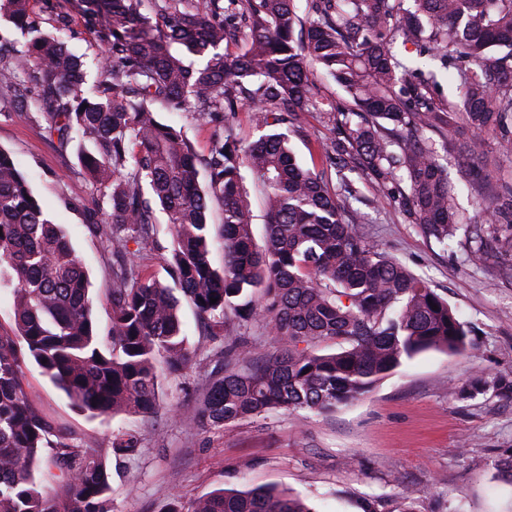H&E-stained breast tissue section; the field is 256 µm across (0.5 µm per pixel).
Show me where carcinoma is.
<instances>
[{"label":"carcinoma","instance_id":"obj_1","mask_svg":"<svg viewBox=\"0 0 512 512\" xmlns=\"http://www.w3.org/2000/svg\"><path fill=\"white\" fill-rule=\"evenodd\" d=\"M77 0L108 53L103 78L84 90L83 63L49 35L31 40L0 87L26 82L51 106L46 132L79 141L78 160L106 207L91 227L112 248L109 335L92 317L89 278L71 242L45 214L13 156L0 150V283L11 286L14 329L0 332V512H112V456L142 447L119 432L108 448L76 444L35 407L24 365L34 362L71 404L91 415L158 412L157 364L191 361L178 286L204 334L231 323L274 338L263 351L229 336L224 376L190 427L224 428L273 413H328L367 393L405 362L432 350L462 354L467 326L421 278L345 220L359 190L344 171L377 185L405 220L446 246L465 228L470 255L512 248V179L489 180L512 161V0ZM0 16L28 24L30 0H0ZM411 45L415 55L398 52ZM454 87L437 99L438 73ZM326 76L341 103L315 96ZM200 116L224 113V134L201 160L154 106ZM253 113L245 141L233 118ZM320 112L331 136L323 168L302 167L280 127ZM445 139V154L433 136ZM480 163L468 188L480 210L463 225L448 154ZM334 169L339 186L332 184ZM264 192L267 232L258 248L243 170ZM224 209V268L212 265L208 213ZM165 214L173 238L170 286L144 273L141 253ZM217 302L212 304L210 299ZM437 309H432V306ZM336 346L320 352L327 343ZM511 394L512 376H480L458 391ZM46 462L54 492L37 466ZM166 512H317L273 486L220 490Z\"/></svg>","mask_w":512,"mask_h":512}]
</instances>
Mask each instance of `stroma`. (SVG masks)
Returning a JSON list of instances; mask_svg holds the SVG:
<instances>
[{
  "label": "stroma",
  "instance_id": "stroma-1",
  "mask_svg": "<svg viewBox=\"0 0 512 512\" xmlns=\"http://www.w3.org/2000/svg\"><path fill=\"white\" fill-rule=\"evenodd\" d=\"M62 11L69 14L64 24L58 20ZM37 31L56 36L90 67L107 54L75 0H33L28 26L0 18V66L25 51ZM35 97L31 88H0V148L17 160L82 260L103 335L111 323L106 294L112 250L88 228L101 195L75 146L62 148L49 138ZM159 117L181 127L202 158L224 131L219 114L163 111ZM329 135L322 114L303 113L289 134L303 167H320L314 146ZM357 187L361 199L352 202L349 219L365 224L380 251L447 299L469 329V352H424L329 415L281 412L220 430L188 427L180 416L200 403L209 380L224 373V343L205 338L189 303H182L181 316L193 361L180 372L159 366V412L151 421L82 413L28 364L26 379L38 408L76 441L105 448L117 432H140L141 451L112 461L113 512H162L174 497L186 503L220 489L267 485L296 493L317 512H364L374 502L382 512H512V485L499 478L500 461L512 448V398L457 397L475 375H512V279L501 275L512 252L472 262L466 242L438 244L382 204L373 184L361 180ZM406 487L415 492L413 502L403 499Z\"/></svg>",
  "mask_w": 512,
  "mask_h": 512
}]
</instances>
